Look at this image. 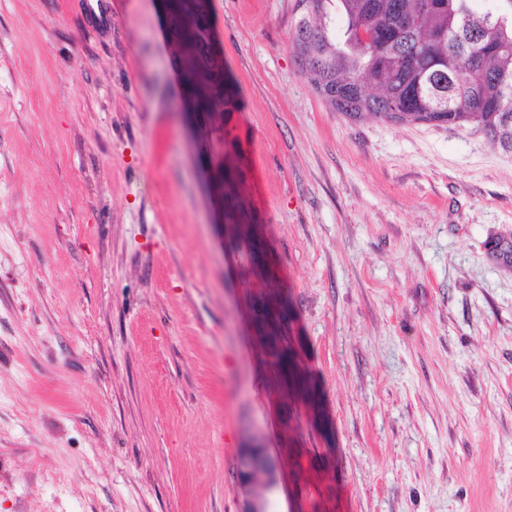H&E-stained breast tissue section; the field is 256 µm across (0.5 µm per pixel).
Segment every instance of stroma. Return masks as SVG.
Returning a JSON list of instances; mask_svg holds the SVG:
<instances>
[{"mask_svg":"<svg viewBox=\"0 0 512 512\" xmlns=\"http://www.w3.org/2000/svg\"><path fill=\"white\" fill-rule=\"evenodd\" d=\"M0 0V512H512V153L352 119L297 0ZM216 60L218 112L187 62ZM262 448H243L240 450L237 461V478L239 485L243 488L245 497L239 512H265L262 497L257 490L255 483L262 475L266 477V486L273 485L272 471L273 464ZM259 450V451H258ZM263 450V449H262ZM264 451V450H263Z\"/></svg>","mask_w":512,"mask_h":512,"instance_id":"1","label":"stroma"}]
</instances>
